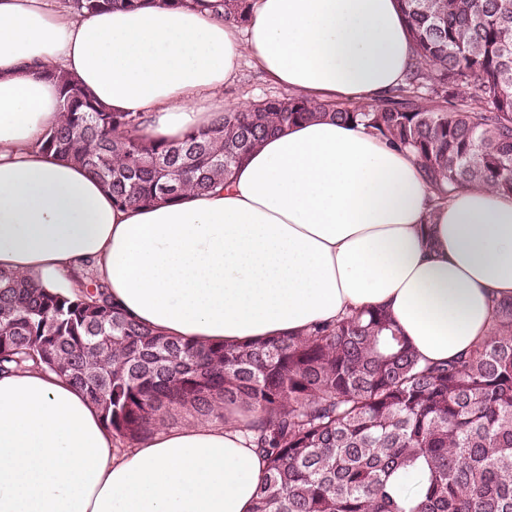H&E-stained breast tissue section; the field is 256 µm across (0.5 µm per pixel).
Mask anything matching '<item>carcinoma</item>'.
Returning a JSON list of instances; mask_svg holds the SVG:
<instances>
[{"mask_svg": "<svg viewBox=\"0 0 512 512\" xmlns=\"http://www.w3.org/2000/svg\"><path fill=\"white\" fill-rule=\"evenodd\" d=\"M191 2L246 24L249 0ZM144 0H69L78 17ZM415 65L380 105L267 97L176 142L136 135L56 76L62 112L43 151L85 168L119 207L206 193L268 134L330 118L416 156L437 199L469 187L512 195V0H401ZM45 366L121 439L175 419L248 420L267 457L252 512H512V300L488 338L423 362L391 315L355 311L303 334L199 345L127 315L105 285L72 296L0 270V371Z\"/></svg>", "mask_w": 512, "mask_h": 512, "instance_id": "carcinoma-1", "label": "carcinoma"}]
</instances>
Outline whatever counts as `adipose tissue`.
<instances>
[{
	"mask_svg": "<svg viewBox=\"0 0 512 512\" xmlns=\"http://www.w3.org/2000/svg\"><path fill=\"white\" fill-rule=\"evenodd\" d=\"M250 61L328 102L377 103L414 61L398 0H253L245 27L185 5L74 17L0 0V269L71 294L87 270L128 314L195 343L250 344L353 310L389 312L424 361L486 338L512 298V195L433 204L416 160L331 119L269 134L216 191L117 207L46 154L55 69L139 134L218 125ZM266 462L236 416L122 441L65 379L0 373V512H252Z\"/></svg>",
	"mask_w": 512,
	"mask_h": 512,
	"instance_id": "1",
	"label": "adipose tissue"
}]
</instances>
